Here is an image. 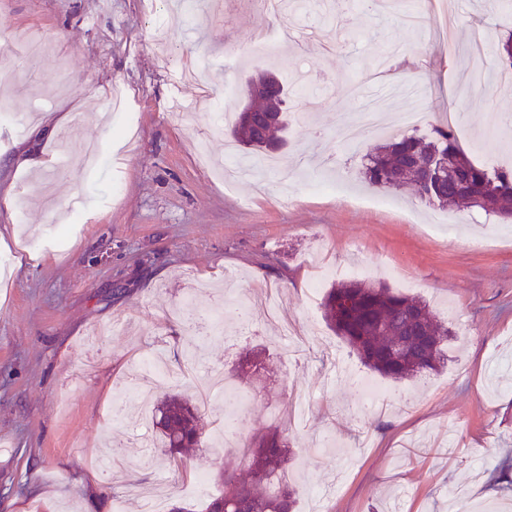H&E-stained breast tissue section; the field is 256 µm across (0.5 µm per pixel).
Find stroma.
<instances>
[{
  "label": "stroma",
  "mask_w": 512,
  "mask_h": 512,
  "mask_svg": "<svg viewBox=\"0 0 512 512\" xmlns=\"http://www.w3.org/2000/svg\"><path fill=\"white\" fill-rule=\"evenodd\" d=\"M413 0L391 12L348 0L335 9L305 0L292 15L301 43L258 57L249 46L275 20L259 0H224L216 19L207 0L191 12L170 0H0V48L36 36L43 52L0 81V98L33 126L66 112L74 134L41 141L49 164L19 169L17 139L0 122V182L23 207L0 204V241L10 261L0 284V512H142L146 488L165 504L205 512L222 490L212 441L224 407L202 410L201 444L186 461L160 448L152 412L136 394L113 396L140 360L162 352L176 373L158 378L156 397L197 399V379H235L240 356L258 353L260 380L240 382L253 404L245 436L265 433L288 398L310 403L305 422L285 427L288 481L297 512H512V223L477 208L446 212L409 189L362 181L363 157L382 143L370 134L351 149L336 139L341 80L359 78L386 54H417L418 72L390 81L425 86L421 105L451 118L460 148L475 162L512 168V79L489 53L485 88L464 91L469 33L483 23L491 45L512 34V0H457L456 21L429 37L403 21ZM238 43L240 63L224 64ZM270 69L291 88L284 160L301 158L289 184L264 173L225 187L212 167L224 139L212 135L215 109L245 103L246 81ZM335 156L334 168L323 167ZM369 197L387 206H364ZM38 265L13 266L21 246ZM330 265L358 256L362 281L427 301L451 332L448 361L425 379L387 381L403 410L358 407L341 367L369 374L336 334L322 307H310L311 257ZM259 287L279 289L308 349L289 359L288 339L263 313L242 322L233 304ZM224 331L199 330L222 291ZM454 436H447L448 423Z\"/></svg>",
  "instance_id": "1"
}]
</instances>
